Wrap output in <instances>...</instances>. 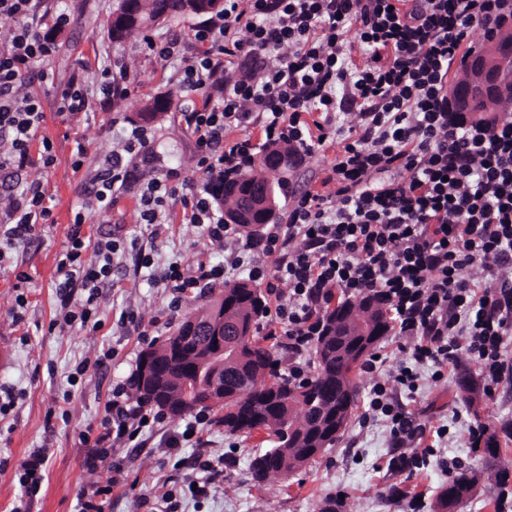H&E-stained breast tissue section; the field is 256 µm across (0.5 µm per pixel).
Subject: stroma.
I'll return each mask as SVG.
<instances>
[{"label":"stroma","mask_w":512,"mask_h":512,"mask_svg":"<svg viewBox=\"0 0 512 512\" xmlns=\"http://www.w3.org/2000/svg\"><path fill=\"white\" fill-rule=\"evenodd\" d=\"M114 6L115 0L31 3L40 24H52L61 12L68 14L69 21L56 32V53L37 63L21 86L22 94L41 103L45 119L39 133L51 140L55 162L44 166L38 149H31L28 165L0 181V197L31 182L41 184L53 218L52 223L37 225L0 263V388L16 396L9 417L0 421V512H11L20 498L17 471L35 448L48 449L49 457L30 512H76L92 481L84 467L82 432L99 429L113 387L135 371L142 350L170 336L184 317L210 307L219 296L215 289L194 293L173 311L169 289L153 279L175 261L192 271L198 263L224 259L223 251L212 246L199 227L186 223L181 204L182 195L202 188L205 178L196 167L195 138L180 112L202 107L204 98L181 90L174 68L161 67L141 53L137 39L111 40L107 24ZM209 22L206 16H176L150 26L148 32L159 39L179 40L183 55L190 57L197 51L194 29ZM115 62L124 68L115 78L122 93L103 103L96 85L104 67ZM72 84L83 87L85 107L75 114L60 113V94ZM157 96L171 97L172 105L150 124L152 160L132 159L133 179L112 207L98 210L93 177L100 158L119 141L125 124H139V111ZM81 146L87 155L77 170L73 163ZM335 155V148L328 146L294 169H268L264 175L299 191L316 188ZM147 168L159 179L174 168L182 179L177 196L168 201L167 222L156 233L139 221L140 174ZM82 207L90 214L83 233L96 239L109 236L127 247L114 264L111 285L101 292L100 325L94 330L57 321V266L74 213ZM141 252L152 258L151 268L138 267ZM20 271L27 274V283H17L15 275ZM20 293L26 297L21 308L15 304ZM128 310L136 312L135 323L121 322L122 312ZM107 350L112 359L106 367H92L75 376L78 364ZM462 369L474 382H481L476 362L462 359ZM459 370L446 372L440 380L431 371H422L415 393L402 398L406 410L427 429L423 445L435 447L434 456L422 468H399L402 451L392 443L386 422L365 417L362 401L372 377L360 368L354 374L360 402L342 436L287 479L260 487L251 481L250 463L268 446L263 434L226 435L215 425L217 413L211 410L204 445L169 448L166 440L180 435L187 419L168 417L158 432L143 436L140 447L113 448L105 464L119 468L123 480L103 502L102 512H147L146 501L167 491L177 512H319L326 498L337 496L343 499V512H410L409 502L416 496L424 498L425 512H440L437 495L450 477L449 466L482 469L490 463L484 448L469 440V423L482 425L485 434L495 436L500 462L512 463V437L502 431L503 423L512 419V378L471 402L460 387ZM443 425L447 436L434 441L433 431ZM200 456L223 458L224 474L207 493L193 494L188 489L196 478L191 462Z\"/></svg>","instance_id":"stroma-1"}]
</instances>
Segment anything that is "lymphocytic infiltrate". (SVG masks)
<instances>
[{"label":"lymphocytic infiltrate","instance_id":"obj_1","mask_svg":"<svg viewBox=\"0 0 512 512\" xmlns=\"http://www.w3.org/2000/svg\"><path fill=\"white\" fill-rule=\"evenodd\" d=\"M0 18L12 22L0 50V133L10 137L0 174L8 175L27 163L44 120L39 101L18 97L16 86L57 46L32 18L31 0H0ZM510 18L512 0H224L218 21L195 30L194 57L183 58L173 39L140 42L160 65L180 60V87L202 92V108L181 119L208 175L235 179L271 144L288 145L301 162L340 143L320 189L290 194L285 221L259 237L241 238L225 223L210 188L184 196L189 223L211 242L238 246L223 263L190 273L170 263L160 279L177 304L242 273L265 281L274 312L261 331L287 347L293 383L308 378L301 358L334 297L378 296L397 335L413 343L369 391L366 414L383 418L402 448L425 434L397 398L415 390L420 368L439 379L466 356L481 364L486 386L512 376L502 349L512 335V279L502 274L512 265V103L489 125L448 108L457 57ZM148 144L134 128L110 153L95 178L98 209L125 189L127 158ZM50 217L40 184L13 193L0 212V243L24 241ZM120 249L73 234L58 264L65 324H97ZM269 256L271 270L261 263ZM162 421L132 404L127 387L113 388L100 431L83 437L85 467L97 479L77 512H100L119 484L117 474L100 472L113 444L139 445L147 426Z\"/></svg>","mask_w":512,"mask_h":512}]
</instances>
